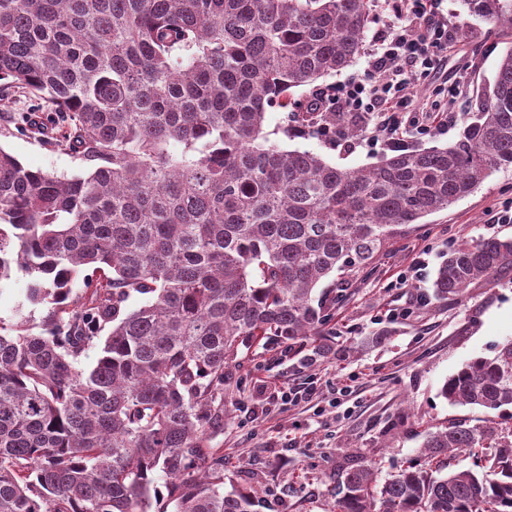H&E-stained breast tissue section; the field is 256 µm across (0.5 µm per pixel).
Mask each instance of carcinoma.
Instances as JSON below:
<instances>
[{"label":"carcinoma","instance_id":"carcinoma-1","mask_svg":"<svg viewBox=\"0 0 512 512\" xmlns=\"http://www.w3.org/2000/svg\"><path fill=\"white\" fill-rule=\"evenodd\" d=\"M371 2L0 0V100H43L21 120L85 167L58 176L0 147V281L25 272L45 311L0 318V512H255L212 447L241 348L321 335L324 281L512 168V0H458L465 27L508 42L455 143L363 168L270 143V108L357 135L360 116L295 90L361 56ZM507 266L512 238L459 244L432 294ZM440 394L512 409V340ZM463 450L473 467L448 470ZM335 497L336 512H512V429L450 423L382 483L349 467Z\"/></svg>","mask_w":512,"mask_h":512}]
</instances>
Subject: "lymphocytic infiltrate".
Returning a JSON list of instances; mask_svg holds the SVG:
<instances>
[{"mask_svg": "<svg viewBox=\"0 0 512 512\" xmlns=\"http://www.w3.org/2000/svg\"><path fill=\"white\" fill-rule=\"evenodd\" d=\"M429 0H384L394 22L389 34L375 45L366 59L362 77L316 91L322 105L359 114L372 124V134L396 145L404 135H425L437 123L453 125L461 120L448 101L446 89L415 98L409 91V75L430 74L442 60L449 43L461 37L459 28L428 9Z\"/></svg>", "mask_w": 512, "mask_h": 512, "instance_id": "f902f5d3", "label": "lymphocytic infiltrate"}]
</instances>
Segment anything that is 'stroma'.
Segmentation results:
<instances>
[{"mask_svg":"<svg viewBox=\"0 0 512 512\" xmlns=\"http://www.w3.org/2000/svg\"><path fill=\"white\" fill-rule=\"evenodd\" d=\"M502 49L501 37L478 29L469 44L449 48L430 75L412 76L411 90L422 97L466 77L468 90L456 109L470 111L492 83ZM36 105L28 93L0 103V147L29 168L80 174L79 159L47 146L21 123V114ZM287 123L285 112L268 109L265 128L273 143L314 151L343 168L376 163L396 149L365 132L346 147L314 135L289 139L280 133ZM491 209L512 212V169L493 173L448 210L394 237L369 273L349 276L345 292L322 284L331 299L326 342L358 344L354 355L319 356L310 344L295 353L280 344L240 354V366L224 386V431L213 445L223 449L228 474L250 472L258 512H334L333 492L348 466L368 464L386 478L415 457L427 431L449 420L512 425L498 412L453 406L439 395L444 380L465 362L512 339V266L493 284H472L462 296H432L435 272L449 249L464 240L512 238V223H488ZM381 333L384 342L363 349L366 339ZM307 381L316 386L307 403L276 402L259 393L263 386Z\"/></svg>","mask_w":512,"mask_h":512,"instance_id":"1","label":"stroma"}]
</instances>
